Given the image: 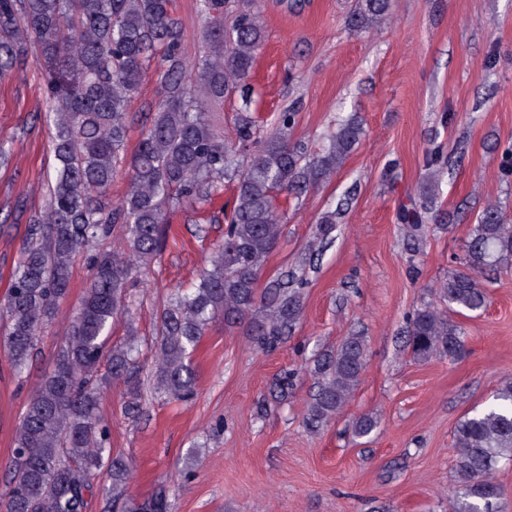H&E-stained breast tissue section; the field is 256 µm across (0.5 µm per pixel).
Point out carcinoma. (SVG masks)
<instances>
[{
    "mask_svg": "<svg viewBox=\"0 0 512 512\" xmlns=\"http://www.w3.org/2000/svg\"><path fill=\"white\" fill-rule=\"evenodd\" d=\"M227 0H198L205 21L207 52L191 59L173 0H0V78L21 57L35 51L46 79L44 117L51 127L54 177L45 209L25 228L21 259L0 298V345L14 373L33 357L36 337L68 293L73 259L108 237L114 224L127 235L121 253L90 256L91 283L53 370L29 399L14 432L13 476L0 494V512H86L95 477L105 466L109 428L100 417V390L107 375L132 379L137 334L127 325L124 341L112 343L116 319L129 316L128 285L161 249L169 206L209 202L218 186L234 183L231 208L224 210V240L211 267L160 313V340L152 391L174 400L194 394L192 356L209 323L247 327L252 342L272 350L291 335L304 305L305 282L280 275L259 286L260 273L282 235L285 210L279 196L297 201L324 185L344 165L363 135L361 123L346 119L315 153L290 143L296 113L283 112L275 132L254 139L257 120L241 116L236 146H226L211 113L224 95L240 92L251 103L248 80L264 42V29L250 8L238 11L224 28ZM390 0H358L350 24L365 29L388 11ZM157 74L162 98L152 108L149 128L132 156L126 147L129 111L143 77ZM252 152L250 163L237 155ZM443 154H426L427 177L419 197L398 213L405 237L423 238L436 210ZM131 176L120 203L105 212L96 197L112 186L122 166ZM512 260V225L501 210L487 206L477 215L465 257L437 289L439 302L418 308L407 327L406 347L414 359L456 358L464 350L461 328L452 315L481 311L488 292L480 279ZM363 337H346L336 348L315 355V386L306 425L317 431L349 401L366 365ZM106 373H100L101 367ZM295 373L284 371L272 392L285 398ZM378 421L364 414L352 432L370 436ZM457 490L448 512H501V487L494 472L512 462V380L501 384L493 402L464 417L454 429ZM112 498L124 496L136 469L120 459L109 466ZM167 489L146 499H125V512H168Z\"/></svg>",
    "mask_w": 512,
    "mask_h": 512,
    "instance_id": "1",
    "label": "carcinoma"
}]
</instances>
